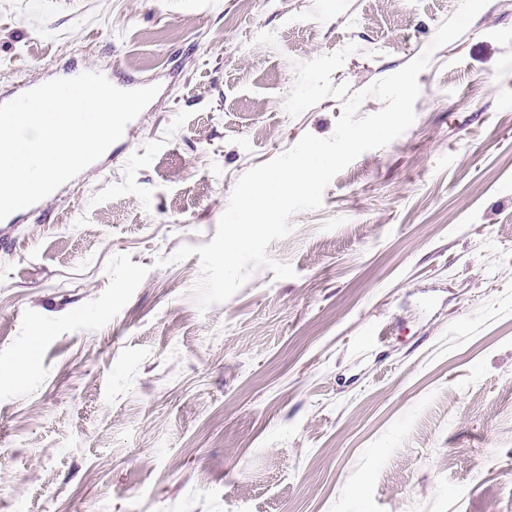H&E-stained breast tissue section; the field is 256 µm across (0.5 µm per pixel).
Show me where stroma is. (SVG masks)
Listing matches in <instances>:
<instances>
[{
    "instance_id": "35a3bbf8",
    "label": "stroma",
    "mask_w": 512,
    "mask_h": 512,
    "mask_svg": "<svg viewBox=\"0 0 512 512\" xmlns=\"http://www.w3.org/2000/svg\"><path fill=\"white\" fill-rule=\"evenodd\" d=\"M459 0H0V93L160 91L0 248V512H512V0L414 123L199 311L239 177L418 57Z\"/></svg>"
}]
</instances>
